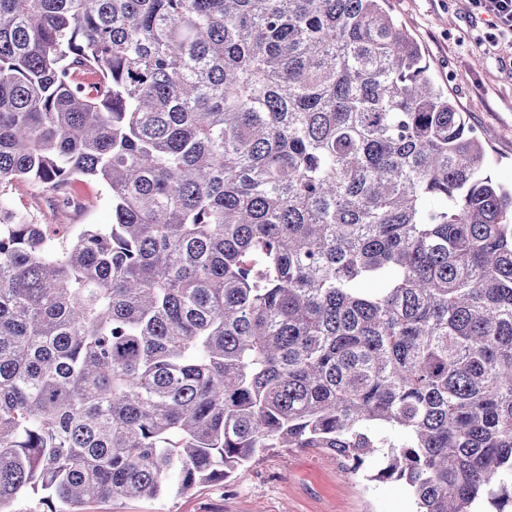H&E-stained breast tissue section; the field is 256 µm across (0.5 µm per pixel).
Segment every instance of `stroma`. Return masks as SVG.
<instances>
[{"mask_svg": "<svg viewBox=\"0 0 512 512\" xmlns=\"http://www.w3.org/2000/svg\"><path fill=\"white\" fill-rule=\"evenodd\" d=\"M391 9L422 47L436 82L448 91L486 147L493 179L512 184V46L488 55L472 38L487 31L485 19L469 13L465 0H390ZM82 208L50 207L39 185L23 183L12 194L15 207L51 224L80 228L108 224L107 188L78 183ZM336 455L315 448H281L239 470L223 485L157 498L117 503L95 501L80 512H414L408 488L399 481L369 482L346 473Z\"/></svg>", "mask_w": 512, "mask_h": 512, "instance_id": "obj_1", "label": "stroma"}]
</instances>
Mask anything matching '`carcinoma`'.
<instances>
[{
  "mask_svg": "<svg viewBox=\"0 0 512 512\" xmlns=\"http://www.w3.org/2000/svg\"><path fill=\"white\" fill-rule=\"evenodd\" d=\"M389 0H0V512L273 448L512 512V189ZM103 183L112 223L13 207Z\"/></svg>",
  "mask_w": 512,
  "mask_h": 512,
  "instance_id": "cac0c4a2",
  "label": "carcinoma"
}]
</instances>
